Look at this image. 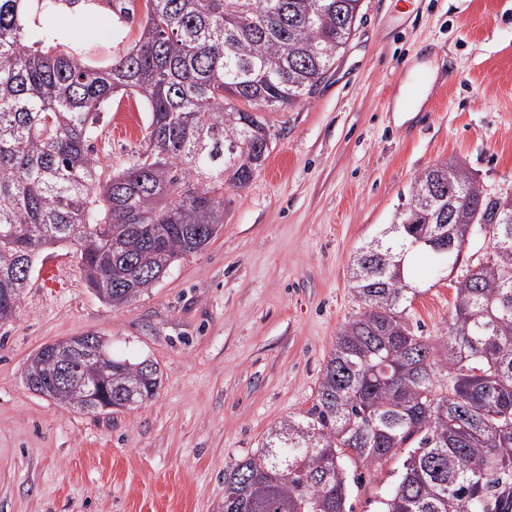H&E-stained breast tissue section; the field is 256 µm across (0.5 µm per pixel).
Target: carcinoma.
Masks as SVG:
<instances>
[{
	"instance_id": "obj_1",
	"label": "carcinoma",
	"mask_w": 512,
	"mask_h": 512,
	"mask_svg": "<svg viewBox=\"0 0 512 512\" xmlns=\"http://www.w3.org/2000/svg\"><path fill=\"white\" fill-rule=\"evenodd\" d=\"M25 0H0V319L14 313L50 246L79 253L85 281L113 307L209 243L224 224V185L253 177L249 162L269 131L256 107L286 108L320 83L354 31L360 0H143L141 32L101 65L34 51ZM119 18L135 0H100ZM145 104L147 147L120 174L94 145L104 104ZM432 185L448 205L452 244L428 241L438 217H397L381 237L384 274L354 260L364 312L336 336L311 408L274 424L262 449L224 473L222 512H352L358 463L409 449L377 512H512V197L489 198L457 161L425 170L410 202ZM492 246L466 264L448 336L434 343L405 317L409 256L456 269L470 242ZM158 364L112 359L97 378L102 402L142 403Z\"/></svg>"
}]
</instances>
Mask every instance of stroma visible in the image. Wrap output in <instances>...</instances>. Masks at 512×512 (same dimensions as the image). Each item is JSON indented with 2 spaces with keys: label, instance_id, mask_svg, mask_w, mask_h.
I'll return each mask as SVG.
<instances>
[{
  "label": "stroma",
  "instance_id": "35a3bbf8",
  "mask_svg": "<svg viewBox=\"0 0 512 512\" xmlns=\"http://www.w3.org/2000/svg\"><path fill=\"white\" fill-rule=\"evenodd\" d=\"M142 19L52 0L27 42L100 65L133 45ZM427 67L431 92L402 119L396 100ZM265 118L269 156L248 185L225 186L221 230L132 301L99 300L72 248L37 266L0 323V512H221L225 471L311 407L338 331L363 311L353 257L419 175L453 159L487 196L512 195V0H361L324 80ZM147 119L133 97L102 108L95 148L113 172L144 150ZM415 266L408 316L437 340L460 275L428 255ZM84 333L114 358L157 362L156 396L90 414L31 392L29 359ZM358 469L349 504L375 512L402 459Z\"/></svg>",
  "mask_w": 512,
  "mask_h": 512
}]
</instances>
